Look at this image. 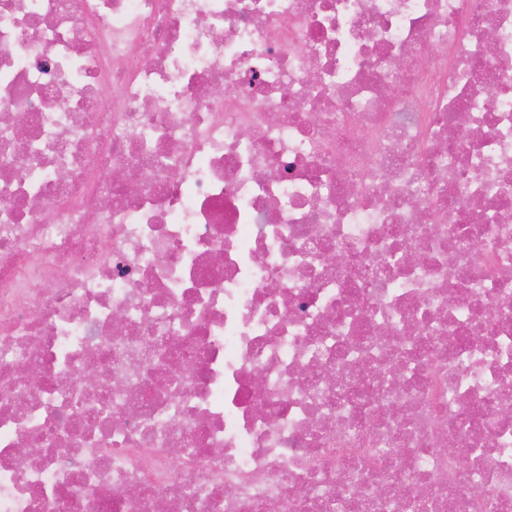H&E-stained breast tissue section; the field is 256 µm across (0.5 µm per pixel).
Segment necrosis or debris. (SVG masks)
Returning <instances> with one entry per match:
<instances>
[{"mask_svg":"<svg viewBox=\"0 0 512 512\" xmlns=\"http://www.w3.org/2000/svg\"><path fill=\"white\" fill-rule=\"evenodd\" d=\"M507 397L512 0H0V512H512Z\"/></svg>","mask_w":512,"mask_h":512,"instance_id":"obj_1","label":"necrosis or debris"}]
</instances>
